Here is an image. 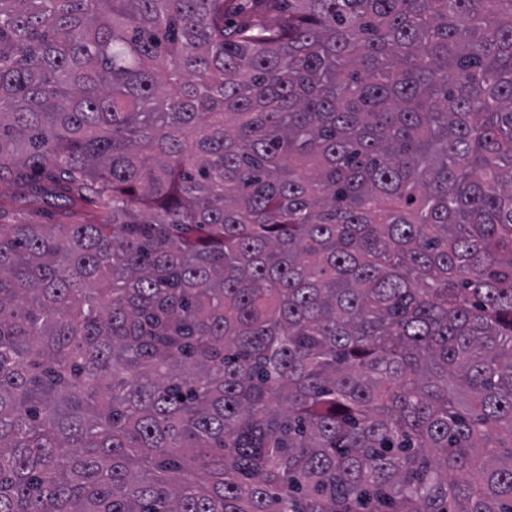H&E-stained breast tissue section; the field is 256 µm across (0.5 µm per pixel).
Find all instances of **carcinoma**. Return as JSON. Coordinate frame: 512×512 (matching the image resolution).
<instances>
[{
  "mask_svg": "<svg viewBox=\"0 0 512 512\" xmlns=\"http://www.w3.org/2000/svg\"><path fill=\"white\" fill-rule=\"evenodd\" d=\"M0 512H512V0H0ZM92 207L82 204L65 212L62 209L45 206V212L41 218L42 224H80L85 223L92 215Z\"/></svg>",
  "mask_w": 512,
  "mask_h": 512,
  "instance_id": "carcinoma-1",
  "label": "carcinoma"
}]
</instances>
